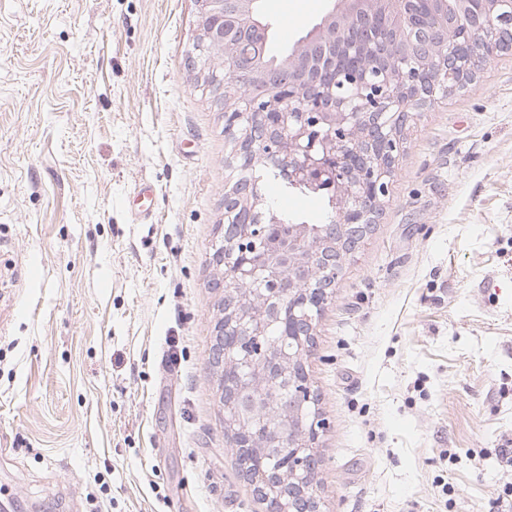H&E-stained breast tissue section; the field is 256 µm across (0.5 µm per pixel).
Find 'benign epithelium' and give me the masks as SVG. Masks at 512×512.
I'll return each instance as SVG.
<instances>
[{"mask_svg":"<svg viewBox=\"0 0 512 512\" xmlns=\"http://www.w3.org/2000/svg\"><path fill=\"white\" fill-rule=\"evenodd\" d=\"M340 0L287 56L267 52L263 0H194L195 56L204 81L231 99L226 132L236 140L241 171L224 197V234L214 258L236 283L263 288L265 313L236 317L240 295L224 285V320L216 359L238 364L221 386L227 432L263 437L269 458L288 440V479L303 482L313 448L328 429L302 360L316 317L332 297L348 256L381 214L401 152L402 129L417 110L448 96L492 56L512 52V0ZM247 92H237L239 83ZM288 187L327 195L325 225L275 219L258 192L261 174ZM278 325L276 346L258 343L263 326ZM263 370L285 403L278 429L260 414L253 373ZM243 475L258 493H279L274 512H318L278 470L262 481Z\"/></svg>","mask_w":512,"mask_h":512,"instance_id":"7a95c632","label":"benign epithelium"}]
</instances>
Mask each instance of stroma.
I'll list each match as a JSON object with an SVG mask.
<instances>
[{
    "instance_id": "1",
    "label": "stroma",
    "mask_w": 512,
    "mask_h": 512,
    "mask_svg": "<svg viewBox=\"0 0 512 512\" xmlns=\"http://www.w3.org/2000/svg\"><path fill=\"white\" fill-rule=\"evenodd\" d=\"M331 7L267 0L272 51ZM194 29L193 0H0L2 507L263 512L225 451L213 254L236 144L186 68ZM305 364L321 512L512 502V53L407 125Z\"/></svg>"
}]
</instances>
